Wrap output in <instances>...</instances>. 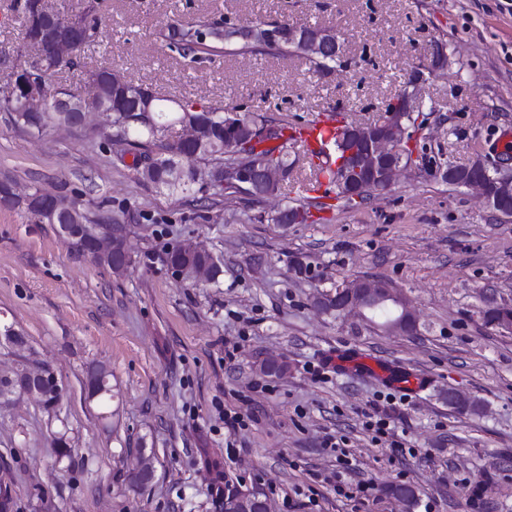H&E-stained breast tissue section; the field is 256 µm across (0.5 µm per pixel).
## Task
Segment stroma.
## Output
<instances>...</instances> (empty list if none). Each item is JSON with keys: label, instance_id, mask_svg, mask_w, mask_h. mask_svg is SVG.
I'll return each instance as SVG.
<instances>
[{"label": "stroma", "instance_id": "35a3bbf8", "mask_svg": "<svg viewBox=\"0 0 512 512\" xmlns=\"http://www.w3.org/2000/svg\"><path fill=\"white\" fill-rule=\"evenodd\" d=\"M45 3L70 14L90 6L99 21L80 66L54 84L80 93L88 70L109 66L152 91L284 125L334 112L377 120L444 44L452 65L420 87L426 122L415 141L457 164L478 153L512 162V150L497 147L512 132V13L499 0ZM198 20L328 27L344 66L321 75L296 56L182 57L168 30ZM109 131L99 116L34 135L0 115V182L123 213L132 256L114 274L54 225L0 207V323L22 329L67 387L53 414L27 400L0 409V478L16 512H220L228 483L263 494L271 512H404L382 492L390 482L417 487L413 512H512V333L479 314L486 292L512 298V217L425 177L331 207L314 224L277 223L281 197L254 205L223 196L205 213L195 196L139 182L127 145ZM187 242L220 258L219 283L172 273L167 254ZM299 262L311 274L297 276ZM353 279L402 292L417 334L374 332L315 309L316 295ZM343 346L426 373L430 385L389 404L373 378L336 369L318 377ZM271 355L287 363L284 376L260 372ZM93 364L110 370L111 398H88ZM452 387L479 399L482 413L449 407ZM376 407L393 415L409 452L372 442L362 422ZM230 411L243 415L242 429L225 430ZM60 429L72 445L63 459L52 443ZM330 434L357 460L346 481L373 485L366 506L325 484L337 469L322 445ZM141 452L156 475L137 488L127 471Z\"/></svg>", "mask_w": 512, "mask_h": 512}]
</instances>
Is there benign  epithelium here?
I'll return each instance as SVG.
<instances>
[{
  "mask_svg": "<svg viewBox=\"0 0 512 512\" xmlns=\"http://www.w3.org/2000/svg\"><path fill=\"white\" fill-rule=\"evenodd\" d=\"M33 24L35 26V49L28 53L25 60L8 67L6 82L0 91L3 97L11 100L17 111L40 114L55 105L71 113V123L85 127L89 117L101 113L94 107H74L63 98L52 99L43 78L42 61L51 58L57 61H70L79 56L88 40V29L79 16L63 17L55 11L36 9ZM279 31L288 32V38L302 46L307 53L343 57V45L339 37L322 31H312L292 25H282ZM450 67L448 55L443 46L436 47L429 64L416 69L410 78L413 87L425 83L429 78L446 71ZM417 111V92H405L390 103L384 115L375 122H353L348 127L343 147V168L341 181L349 189L352 198H358V191L352 186L354 174L360 173L374 184L376 194L383 195L391 191L398 176L412 172L420 177L425 175L454 177L461 166L448 163L437 168L424 160L414 166L405 162V148L409 146L411 135L406 123V115ZM204 137L202 122L188 117L178 124V140L185 151L178 155L173 169L188 173L191 181L202 187L224 185L238 188L246 186L249 191L266 198L275 196L278 188L288 180L285 167L274 163L259 162L253 166L235 165L224 169L220 176L209 165H200L192 161L190 148ZM459 187L473 190L484 204L494 210L501 209V203L489 188L486 178L480 174H471L459 181ZM76 204L60 196L53 195L44 207V213L56 226L58 235L67 242L78 239L87 241L86 255L95 263L108 264L110 268H124L126 247V226L122 224L103 225L90 235H85L84 225L65 224ZM173 274L198 282L208 280V269L198 267L192 271L178 265H171ZM394 300L400 306V317L392 323L388 331L403 335L417 332L418 319L410 302L397 289L387 282L354 279L346 282L337 292L321 295L314 300V306L327 314L334 309L340 317L366 319L370 305L381 301ZM485 303L496 309L493 326L503 331H512V303L497 297L493 293L485 295ZM54 385V396L62 399L64 386L52 366L46 362L31 361L24 356L18 357L14 364L0 374V400L13 402L27 399L42 408L50 406L51 394L48 384ZM245 512H271L267 499L248 493L238 503Z\"/></svg>",
  "mask_w": 512,
  "mask_h": 512,
  "instance_id": "benign-epithelium-1",
  "label": "benign epithelium"
}]
</instances>
